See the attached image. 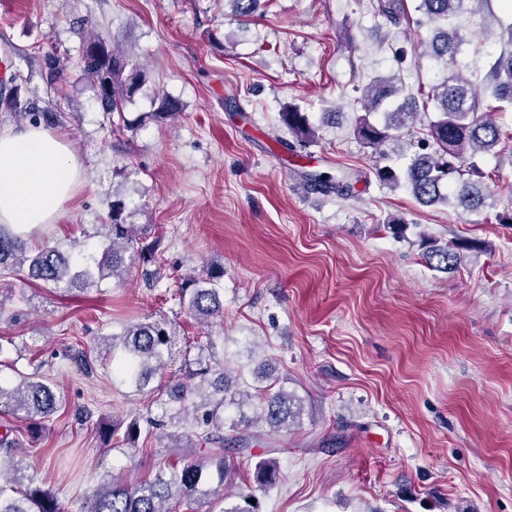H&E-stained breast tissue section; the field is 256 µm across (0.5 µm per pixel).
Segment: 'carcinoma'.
Returning a JSON list of instances; mask_svg holds the SVG:
<instances>
[{
  "mask_svg": "<svg viewBox=\"0 0 512 512\" xmlns=\"http://www.w3.org/2000/svg\"><path fill=\"white\" fill-rule=\"evenodd\" d=\"M234 15L251 17L259 10L261 0H229ZM489 0H419L415 11L425 15L436 25L437 34L431 45V57L448 67V76L431 89L423 104H438L437 116L427 125V133L410 141L412 154L405 165L397 170L390 165L376 166L378 180L389 186L404 185L413 197L426 206L453 202L464 213L476 212L485 206L487 194L481 186L484 173L475 162L476 156L490 153L501 144L512 140V132L497 121V115L512 109V22L499 24L504 47L482 76L465 77L457 68V54L462 44L469 41L468 34L452 24V19L468 10L470 4H486ZM375 14L393 23L405 17L404 0H370ZM83 72L93 80L100 91V105L106 114H123L124 104L138 91L142 73L130 66L128 57L110 50L102 38L83 42ZM396 76H379L362 89L361 104L364 114L356 120L354 133L363 144L378 149L389 141L397 142L404 130L414 127L419 113L417 100L408 97L401 104L384 113L381 124L370 121V115L387 99L397 94ZM179 113L174 100L163 97L153 117L164 121ZM281 124L295 134L297 141L308 144L318 137L317 128L308 113L289 106L279 113ZM307 187L323 193L349 196L354 189L353 175L341 173L336 179L322 178L315 173L304 174ZM124 204L112 203L110 223L104 225L108 244L104 257L95 266L74 267L71 256L59 246L49 242L31 253L28 239L14 232L9 224H0V271L20 273L28 269V276L45 283L59 285L80 281L92 287L99 281L122 277L125 268L124 253L132 251L130 261L140 260L151 265L150 275L157 278L161 270L160 239H149L135 225L123 218ZM476 249L466 240L440 245L434 240L427 243L425 262L437 269L452 270L465 251ZM181 297L190 317L202 326L223 319L224 303L219 299L214 277L192 280V289H181ZM176 333L164 320L136 322L128 325L119 335L102 338L105 354L121 350L123 356L116 370L123 382L142 390L156 377L165 375L167 357L172 355ZM200 353L186 360L189 383L169 390L167 399L157 403L162 416L174 420L180 410L173 404L188 395L197 398L194 404L193 425L190 433L164 434L170 440L168 447L183 448L179 461L167 458L157 464L153 477L136 485H128L118 478H103L94 490L84 512H176V505L189 500L203 484L212 480L216 484L207 495L224 501V490L231 485L228 455H242L248 451L247 439H237L238 447H226L224 439V406L242 408L253 398L250 387L239 383L228 374L229 368H214L212 361ZM58 397L43 377L34 373L7 388L0 384V409L25 420L31 434L39 435L44 422L56 410ZM261 418L273 432L290 430L300 424L303 405L300 399L280 386L267 390L260 403ZM153 426L151 417L139 413L129 421L98 422L95 431L108 442L116 441L129 447L138 442L142 428L140 421ZM164 426V423L157 424ZM7 429L0 436V452L6 458L11 476L4 478L0 470V512H58L56 497L44 488L34 485L30 466L14 457L15 442ZM276 459L270 457L254 465L253 481L265 488L276 481Z\"/></svg>",
  "mask_w": 512,
  "mask_h": 512,
  "instance_id": "obj_1",
  "label": "carcinoma"
}]
</instances>
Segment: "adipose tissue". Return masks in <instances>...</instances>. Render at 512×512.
<instances>
[{"mask_svg":"<svg viewBox=\"0 0 512 512\" xmlns=\"http://www.w3.org/2000/svg\"><path fill=\"white\" fill-rule=\"evenodd\" d=\"M82 172L57 134L39 125L0 133V224L29 233L54 223Z\"/></svg>","mask_w":512,"mask_h":512,"instance_id":"adipose-tissue-1","label":"adipose tissue"}]
</instances>
